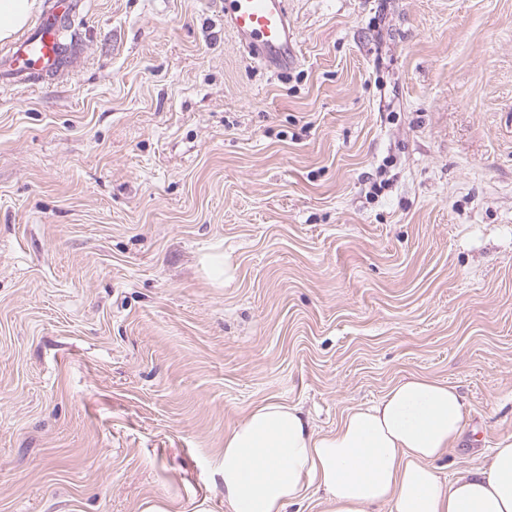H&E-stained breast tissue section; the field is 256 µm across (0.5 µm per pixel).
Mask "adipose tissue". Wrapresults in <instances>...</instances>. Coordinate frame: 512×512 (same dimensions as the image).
<instances>
[{
  "label": "adipose tissue",
  "mask_w": 512,
  "mask_h": 512,
  "mask_svg": "<svg viewBox=\"0 0 512 512\" xmlns=\"http://www.w3.org/2000/svg\"><path fill=\"white\" fill-rule=\"evenodd\" d=\"M466 418L456 388L425 375L350 409L328 434L297 405L263 400L224 435V510L288 512L313 497L324 512H512V442L454 480L438 473Z\"/></svg>",
  "instance_id": "1"
}]
</instances>
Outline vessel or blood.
<instances>
[{
	"instance_id": "b4317fda",
	"label": "vessel or blood",
	"mask_w": 512,
	"mask_h": 512,
	"mask_svg": "<svg viewBox=\"0 0 512 512\" xmlns=\"http://www.w3.org/2000/svg\"><path fill=\"white\" fill-rule=\"evenodd\" d=\"M71 12V0H56L52 9L11 43L13 62L0 70V77L27 84L40 74L59 71L64 56L58 29ZM224 26L270 73H282L298 60L287 0H224Z\"/></svg>"
}]
</instances>
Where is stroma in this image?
<instances>
[{
	"label": "stroma",
	"instance_id": "stroma-1",
	"mask_svg": "<svg viewBox=\"0 0 512 512\" xmlns=\"http://www.w3.org/2000/svg\"><path fill=\"white\" fill-rule=\"evenodd\" d=\"M288 15L274 77L224 0H79L0 82V512H224L252 405L411 374L466 402L442 478L512 438V0ZM72 12L71 0H56L55 6L43 12L36 23L10 45L13 63L0 69V77L23 84L34 83L40 73H55L64 63L58 29Z\"/></svg>",
	"mask_w": 512,
	"mask_h": 512
}]
</instances>
